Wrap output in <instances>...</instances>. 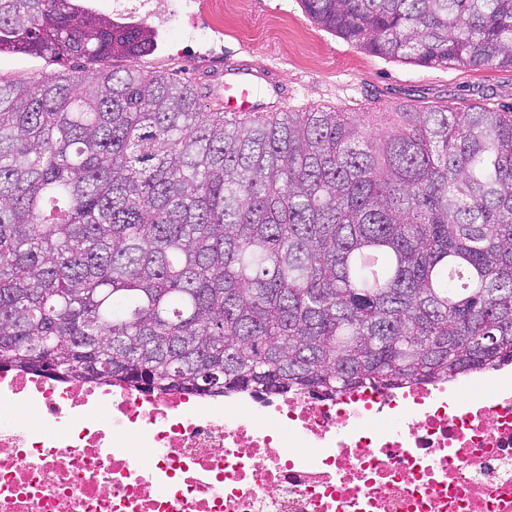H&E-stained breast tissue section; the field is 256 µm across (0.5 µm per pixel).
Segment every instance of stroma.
Returning <instances> with one entry per match:
<instances>
[{
	"instance_id": "35a3bbf8",
	"label": "stroma",
	"mask_w": 512,
	"mask_h": 512,
	"mask_svg": "<svg viewBox=\"0 0 512 512\" xmlns=\"http://www.w3.org/2000/svg\"><path fill=\"white\" fill-rule=\"evenodd\" d=\"M134 22L158 34V47L137 62L115 57L108 66L137 65L191 82L207 108L224 96V60L271 67L274 79L293 92L280 103L271 86L258 96L274 111L336 109L381 112L393 102L418 106L482 104L512 106V70L424 67L371 54L314 23L301 0H132ZM74 63L0 54V79L31 82L73 71Z\"/></svg>"
}]
</instances>
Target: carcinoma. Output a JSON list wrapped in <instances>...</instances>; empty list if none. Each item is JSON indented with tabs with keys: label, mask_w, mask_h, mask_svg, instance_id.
<instances>
[{
	"label": "carcinoma",
	"mask_w": 512,
	"mask_h": 512,
	"mask_svg": "<svg viewBox=\"0 0 512 512\" xmlns=\"http://www.w3.org/2000/svg\"><path fill=\"white\" fill-rule=\"evenodd\" d=\"M419 66L512 70V0H301ZM156 31L0 0V368L151 393L334 396L512 361V107L208 112ZM81 64L83 61L79 60L58 63L33 56L0 54V77L4 81L33 82L42 75L71 72Z\"/></svg>",
	"instance_id": "cac0c4a2"
}]
</instances>
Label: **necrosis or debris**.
Listing matches in <instances>:
<instances>
[{
	"mask_svg": "<svg viewBox=\"0 0 512 512\" xmlns=\"http://www.w3.org/2000/svg\"><path fill=\"white\" fill-rule=\"evenodd\" d=\"M0 512H512V389L144 394L0 379Z\"/></svg>",
	"mask_w": 512,
	"mask_h": 512,
	"instance_id": "1",
	"label": "necrosis or debris"
}]
</instances>
